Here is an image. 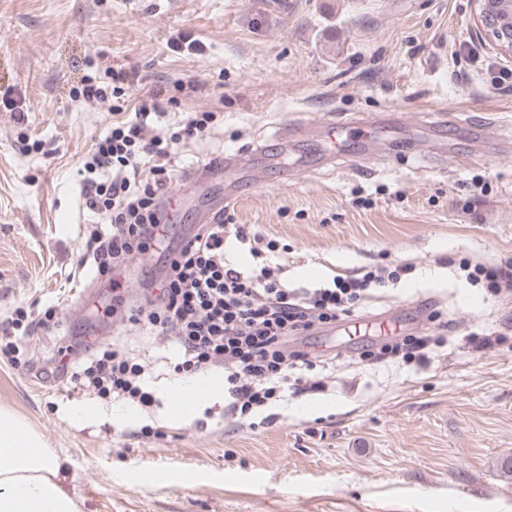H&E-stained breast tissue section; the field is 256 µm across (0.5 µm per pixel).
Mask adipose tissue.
<instances>
[{"instance_id": "obj_1", "label": "adipose tissue", "mask_w": 512, "mask_h": 512, "mask_svg": "<svg viewBox=\"0 0 512 512\" xmlns=\"http://www.w3.org/2000/svg\"><path fill=\"white\" fill-rule=\"evenodd\" d=\"M42 437L0 408V512H78Z\"/></svg>"}]
</instances>
